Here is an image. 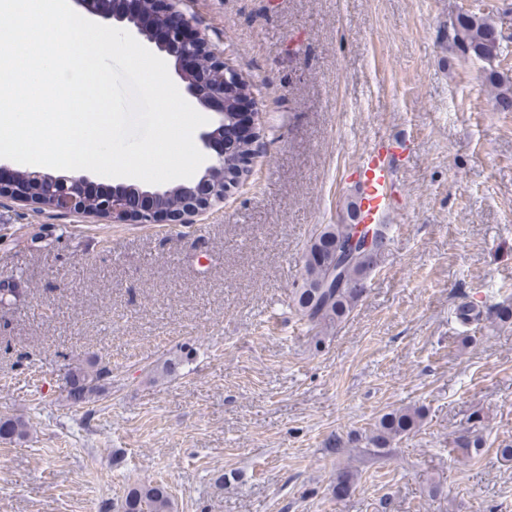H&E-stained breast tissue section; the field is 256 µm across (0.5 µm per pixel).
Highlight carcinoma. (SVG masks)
<instances>
[{"instance_id": "1", "label": "carcinoma", "mask_w": 512, "mask_h": 512, "mask_svg": "<svg viewBox=\"0 0 512 512\" xmlns=\"http://www.w3.org/2000/svg\"><path fill=\"white\" fill-rule=\"evenodd\" d=\"M503 35L487 17L459 13L450 20L448 43L464 56H473L493 62L503 56ZM490 83L498 88L495 108L499 112H512V79L493 70ZM387 225H374L377 245L367 252H357L344 266L341 276L331 275L330 265L336 250L343 249L353 233L350 224H326L310 239L304 253V275L295 289L292 306L315 344L320 345L336 324L346 319L366 293L370 273L376 268L389 241ZM185 357H169L157 362L151 369L159 377L178 372ZM66 399L73 406L91 402L108 382L112 381V368L98 359L89 357L67 368ZM421 410L412 407L395 408L378 418L364 436L366 447L377 455H384L394 441L413 433L420 426ZM28 422L21 417H0V441L12 442L25 438ZM455 444L466 451L479 450L485 440L480 430L465 428ZM118 512H172V501L167 488L158 483H139L131 487L118 504Z\"/></svg>"}]
</instances>
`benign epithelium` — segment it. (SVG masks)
I'll return each instance as SVG.
<instances>
[{"mask_svg":"<svg viewBox=\"0 0 512 512\" xmlns=\"http://www.w3.org/2000/svg\"><path fill=\"white\" fill-rule=\"evenodd\" d=\"M126 0H113L112 12L96 6L94 14L113 20V27L143 38L159 53L171 55L170 45L179 46L174 57L175 73L183 83L188 100L195 102L212 120L200 131V152L205 156L198 189L134 190L122 184L112 186V193L86 205L81 192L89 178L80 175L57 179L43 175L47 195L32 196L17 182L16 167L0 163V197L36 208L60 213H75L107 220L113 224H191L194 218L224 202L248 174L259 143V131L252 128L244 138L248 151L241 160L231 159L233 138L224 133L225 125L236 130L240 125L242 103L251 92L243 77L224 61V51L206 41L194 19L182 8L183 0H150V8L130 13L122 8ZM182 195L177 206L166 207L164 196Z\"/></svg>","mask_w":512,"mask_h":512,"instance_id":"obj_1","label":"benign epithelium"}]
</instances>
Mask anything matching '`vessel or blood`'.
<instances>
[{"label":"vessel or blood","instance_id":"vessel-or-blood-1","mask_svg":"<svg viewBox=\"0 0 512 512\" xmlns=\"http://www.w3.org/2000/svg\"><path fill=\"white\" fill-rule=\"evenodd\" d=\"M403 152L402 146L379 137L351 167L349 177L354 186L357 223L382 224L393 211L396 203L393 164Z\"/></svg>","mask_w":512,"mask_h":512}]
</instances>
